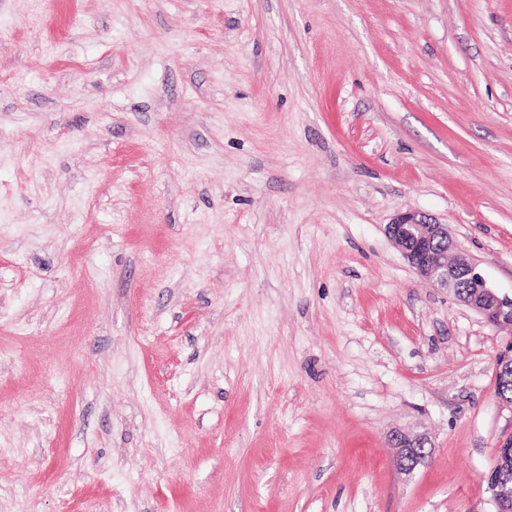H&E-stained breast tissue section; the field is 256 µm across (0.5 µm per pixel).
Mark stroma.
I'll return each instance as SVG.
<instances>
[{"label": "stroma", "mask_w": 512, "mask_h": 512, "mask_svg": "<svg viewBox=\"0 0 512 512\" xmlns=\"http://www.w3.org/2000/svg\"><path fill=\"white\" fill-rule=\"evenodd\" d=\"M406 210L512 298V0H0V512H495ZM396 440L400 448V453L397 459L399 467L404 471H411L420 463L427 455V448H418L422 443H428V439L423 435H396ZM421 450V452H419ZM421 453L423 458H414L416 454ZM414 458V463H407L405 459Z\"/></svg>", "instance_id": "obj_1"}]
</instances>
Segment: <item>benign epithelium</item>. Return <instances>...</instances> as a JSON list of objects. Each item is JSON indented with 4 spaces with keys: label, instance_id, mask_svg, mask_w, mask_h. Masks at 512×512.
Wrapping results in <instances>:
<instances>
[{
    "label": "benign epithelium",
    "instance_id": "benign-epithelium-1",
    "mask_svg": "<svg viewBox=\"0 0 512 512\" xmlns=\"http://www.w3.org/2000/svg\"><path fill=\"white\" fill-rule=\"evenodd\" d=\"M386 234L417 275L436 288H445L489 322L512 326V298L507 299L488 284L474 263L463 257H450L458 249L448 225L416 212L405 211L387 225ZM400 453L397 459L404 471L421 462L416 454L428 455L420 445L423 435L396 436Z\"/></svg>",
    "mask_w": 512,
    "mask_h": 512
}]
</instances>
